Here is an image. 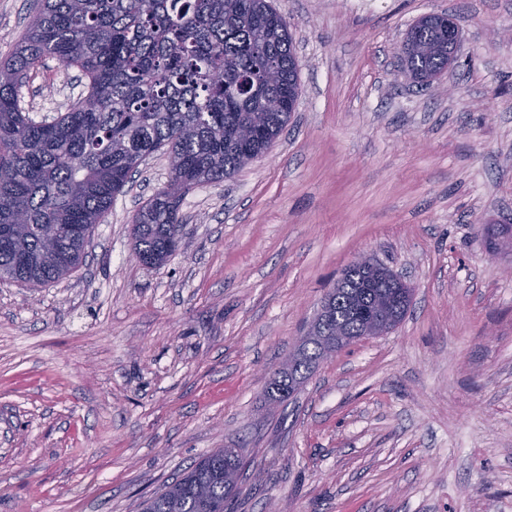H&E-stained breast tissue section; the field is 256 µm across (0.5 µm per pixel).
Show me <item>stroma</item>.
Returning <instances> with one entry per match:
<instances>
[{"label":"stroma","instance_id":"obj_1","mask_svg":"<svg viewBox=\"0 0 512 512\" xmlns=\"http://www.w3.org/2000/svg\"><path fill=\"white\" fill-rule=\"evenodd\" d=\"M273 0L300 93L264 156L191 189L162 266L132 220L169 180L149 157L45 288L0 282V512H140L194 460L240 449L231 512H512V0ZM36 0H0V61ZM458 18V62L414 86L421 15ZM74 69L31 71L51 119ZM367 254L413 290L391 332L264 401L320 301Z\"/></svg>","mask_w":512,"mask_h":512}]
</instances>
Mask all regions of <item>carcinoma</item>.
Returning <instances> with one entry per match:
<instances>
[{
	"mask_svg": "<svg viewBox=\"0 0 512 512\" xmlns=\"http://www.w3.org/2000/svg\"><path fill=\"white\" fill-rule=\"evenodd\" d=\"M448 16L410 26L401 66L428 84L448 71ZM76 69L85 92L50 123L23 112L19 93L45 59ZM293 38L272 0H37L10 59L0 62V276L43 287L82 265L95 224L142 160L165 150L168 185L132 221L134 253L164 264L182 240L179 209L194 186L265 154L299 95ZM389 302L404 319L408 288L372 266L347 267L266 401L281 406L336 340L364 335L355 307ZM244 466L236 448L198 459L143 512H228Z\"/></svg>",
	"mask_w": 512,
	"mask_h": 512,
	"instance_id": "1",
	"label": "carcinoma"
}]
</instances>
